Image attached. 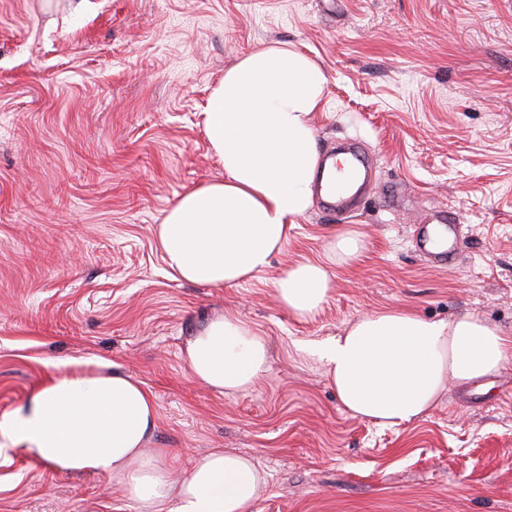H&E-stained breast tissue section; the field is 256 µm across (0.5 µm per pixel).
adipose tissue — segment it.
<instances>
[{
	"mask_svg": "<svg viewBox=\"0 0 512 512\" xmlns=\"http://www.w3.org/2000/svg\"><path fill=\"white\" fill-rule=\"evenodd\" d=\"M326 83L313 59L283 44L257 47L225 71L202 114L224 177L182 193L157 230L175 279L231 287L283 248L313 203L321 161L313 115ZM364 249L361 231L340 228L322 259L282 272L279 304L298 317L315 314L334 288V268L355 264ZM319 357L347 412L400 425L426 414L448 384L497 373L512 357V336L470 313L444 322L385 309L360 316ZM268 359L266 339L231 313L213 316L185 347L192 378L225 395L253 387ZM156 417L143 384L105 362L49 379L26 408L0 419V438L56 470L111 479L148 512L165 503L171 512H252L266 477L250 457L215 448L172 479L165 449L148 446Z\"/></svg>",
	"mask_w": 512,
	"mask_h": 512,
	"instance_id": "1",
	"label": "adipose tissue"
}]
</instances>
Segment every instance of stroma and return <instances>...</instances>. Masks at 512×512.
Here are the masks:
<instances>
[{"label":"stroma","instance_id":"35a3bbf8","mask_svg":"<svg viewBox=\"0 0 512 512\" xmlns=\"http://www.w3.org/2000/svg\"><path fill=\"white\" fill-rule=\"evenodd\" d=\"M287 44L327 76L319 152L355 139L374 181L339 215L314 197L270 266L239 285L173 279L156 241L185 190L222 178L201 114L248 50ZM460 226L442 268L415 225ZM355 224L367 248L314 315L274 282ZM468 312L512 336V0H0V417L62 370L140 380L150 447L184 474L213 448L267 475L253 512H512V359L381 426L340 404L321 346L359 316ZM217 312L268 340L246 392L195 381L185 346ZM0 512H144L104 477L0 438Z\"/></svg>","mask_w":512,"mask_h":512}]
</instances>
